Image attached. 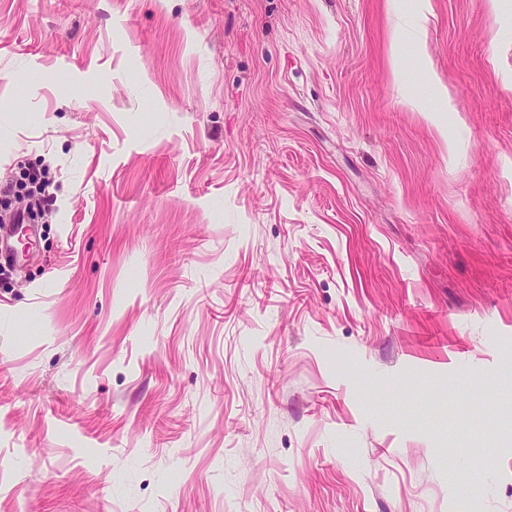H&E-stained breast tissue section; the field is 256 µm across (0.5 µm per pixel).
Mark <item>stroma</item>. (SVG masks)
Returning a JSON list of instances; mask_svg holds the SVG:
<instances>
[{"label":"stroma","mask_w":512,"mask_h":512,"mask_svg":"<svg viewBox=\"0 0 512 512\" xmlns=\"http://www.w3.org/2000/svg\"><path fill=\"white\" fill-rule=\"evenodd\" d=\"M24 163L0 512H512V0H0Z\"/></svg>","instance_id":"stroma-1"}]
</instances>
